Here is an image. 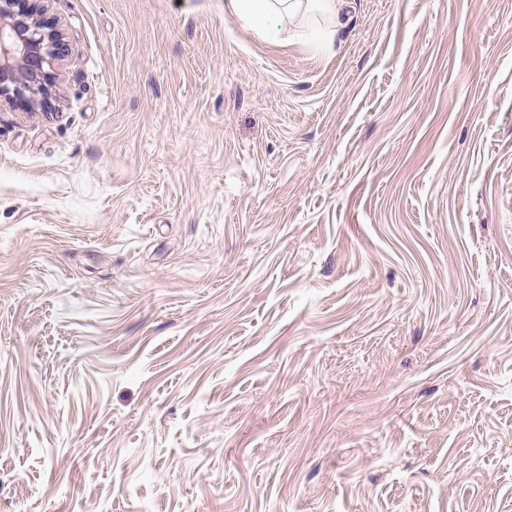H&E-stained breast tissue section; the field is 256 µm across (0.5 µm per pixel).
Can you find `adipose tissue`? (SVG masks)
I'll list each match as a JSON object with an SVG mask.
<instances>
[{
	"mask_svg": "<svg viewBox=\"0 0 512 512\" xmlns=\"http://www.w3.org/2000/svg\"><path fill=\"white\" fill-rule=\"evenodd\" d=\"M228 5L245 26L254 30L272 13L289 20L321 15L327 21L326 31L330 34L348 20L346 0H228Z\"/></svg>",
	"mask_w": 512,
	"mask_h": 512,
	"instance_id": "obj_1",
	"label": "adipose tissue"
}]
</instances>
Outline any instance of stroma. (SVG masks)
I'll list each match as a JSON object with an SVG mask.
<instances>
[{"instance_id":"stroma-1","label":"stroma","mask_w":512,"mask_h":512,"mask_svg":"<svg viewBox=\"0 0 512 512\" xmlns=\"http://www.w3.org/2000/svg\"><path fill=\"white\" fill-rule=\"evenodd\" d=\"M226 2L0 102V512H512V0ZM347 0H228V6L241 22L253 29L262 27L264 19L272 13L288 20L319 14L327 21L326 31L317 32L314 37L321 41L326 36L331 40L336 29L347 22Z\"/></svg>"}]
</instances>
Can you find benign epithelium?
I'll use <instances>...</instances> for the list:
<instances>
[{"label": "benign epithelium", "instance_id": "obj_1", "mask_svg": "<svg viewBox=\"0 0 512 512\" xmlns=\"http://www.w3.org/2000/svg\"><path fill=\"white\" fill-rule=\"evenodd\" d=\"M47 0H0V96L27 112L48 108L54 62L65 36L47 13Z\"/></svg>", "mask_w": 512, "mask_h": 512}]
</instances>
